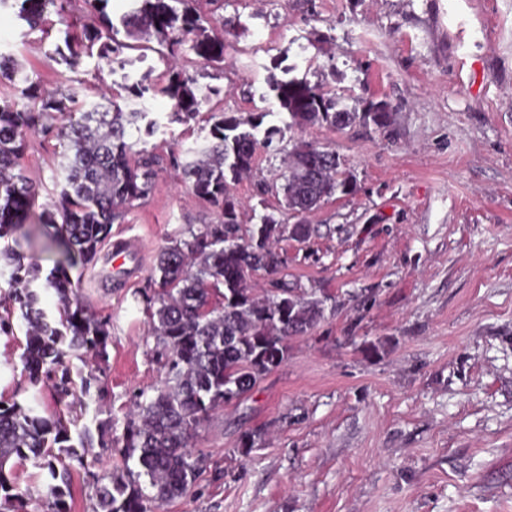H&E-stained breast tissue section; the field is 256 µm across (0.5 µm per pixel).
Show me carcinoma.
Segmentation results:
<instances>
[{"mask_svg": "<svg viewBox=\"0 0 512 512\" xmlns=\"http://www.w3.org/2000/svg\"><path fill=\"white\" fill-rule=\"evenodd\" d=\"M97 13V24L80 36L65 35L56 47L62 63L73 71L82 58H97L109 72L122 71L120 87L126 96L106 93L99 100L77 101L66 88L49 91L29 78L22 64L0 63V79L19 91L0 97V239L20 231L32 218L38 194L25 175L21 161L30 138L40 133L58 141L53 168L51 205L37 216V223L53 227L54 244L63 259L48 271L25 261L21 254L5 251L0 277H7L8 299L26 327L23 364L32 383H53L60 401L73 395L75 382L67 359L90 353L96 366L81 379V393L90 395L100 382L102 363L110 340L109 320L88 313L75 294L70 269L77 262L95 260L113 223L145 200L157 176L158 158L130 140L136 128L153 136L159 130L151 118L147 98L162 95L170 102L168 123L190 125L202 105L219 95L202 91L186 65H167L157 76L125 72L129 60L114 57L115 36L124 30L135 43L130 50H154L155 41L176 55L184 46L210 63L223 65L224 31L214 27L192 5L179 0H131L130 13L115 25L106 12L109 0H83ZM56 0H0V7L17 10V16L35 29L47 21ZM270 81L274 105L284 116L286 128L323 126L343 129L355 123L383 128L391 112L383 101L351 104L348 98L324 90L323 83L291 75ZM206 134L182 150L175 160L182 182L193 195L211 207L214 219L188 236L171 239L160 251L155 267L153 294L144 299L151 335L162 347L164 379L154 394L136 403L124 432L111 445L125 459L136 458L138 469L126 467L118 474L97 479L95 495L101 512H155L163 504L186 496L196 482L201 458L190 442L212 412L239 401L266 373L284 360L288 340L312 329L325 314L327 298L289 286L287 263L275 246L287 236L304 240L309 213L333 196L349 195L355 185L336 151L298 141L281 158L285 164L280 207L297 218L291 225L273 214H263L249 235L240 234L242 206L230 186L252 171L260 150L278 154L272 126L258 137L270 112L244 119L214 104L208 109ZM258 271L270 277L272 288L261 297L249 286ZM52 292L60 302L59 316H49L41 298ZM77 421L62 415L46 417L18 401L0 403V501L10 512H26L27 501L15 492L7 470L10 460L31 461L40 470L47 488L49 512H69L65 496L70 468L65 460L83 462L93 447L91 431L77 432ZM148 478L142 487L141 477Z\"/></svg>", "mask_w": 512, "mask_h": 512, "instance_id": "obj_1", "label": "carcinoma"}]
</instances>
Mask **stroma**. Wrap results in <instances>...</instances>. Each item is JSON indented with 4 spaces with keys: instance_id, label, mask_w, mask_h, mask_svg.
Listing matches in <instances>:
<instances>
[{
    "instance_id": "obj_1",
    "label": "stroma",
    "mask_w": 512,
    "mask_h": 512,
    "mask_svg": "<svg viewBox=\"0 0 512 512\" xmlns=\"http://www.w3.org/2000/svg\"><path fill=\"white\" fill-rule=\"evenodd\" d=\"M224 26L225 111L270 114L268 79L296 76L360 102L386 101L389 126L285 132L332 146L356 181L311 214L309 239H281L288 280L330 296L283 363L237 403L217 410L192 440L205 462L189 494L160 512H512V0H197ZM68 24L29 30L0 10V52L56 89L55 53L93 16L72 5ZM185 126L147 138L160 158L149 197L112 226L143 251L137 277L114 285L109 242L71 276L86 309L111 320L102 395L80 425L112 423L121 436L137 396L164 376L142 295L171 238L202 224L209 206L180 183L170 156L194 140ZM23 164L50 202L54 160L32 143ZM280 162L259 158L231 190L245 209L279 208L264 193ZM49 229L25 224L0 250L53 267ZM0 336V398L57 405L50 383L24 371L25 327ZM256 436L249 453L241 437ZM124 467L92 448L72 465L70 512H95L94 478Z\"/></svg>"
}]
</instances>
